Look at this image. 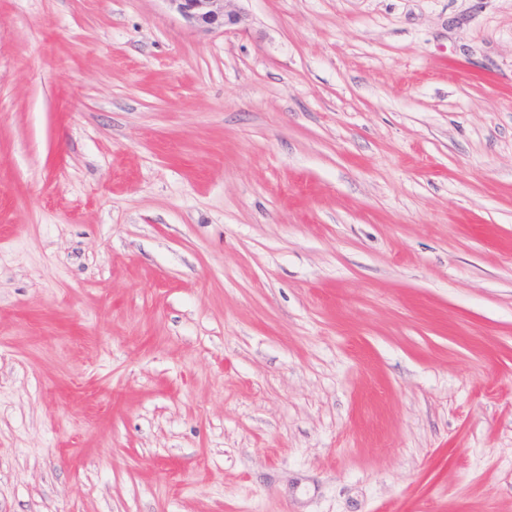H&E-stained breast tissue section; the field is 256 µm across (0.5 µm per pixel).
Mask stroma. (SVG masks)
Masks as SVG:
<instances>
[{"mask_svg":"<svg viewBox=\"0 0 512 512\" xmlns=\"http://www.w3.org/2000/svg\"><path fill=\"white\" fill-rule=\"evenodd\" d=\"M0 0V512H512V0ZM185 22L195 29L213 32L226 24H235L234 14L228 13L224 0H167Z\"/></svg>","mask_w":512,"mask_h":512,"instance_id":"obj_1","label":"stroma"}]
</instances>
